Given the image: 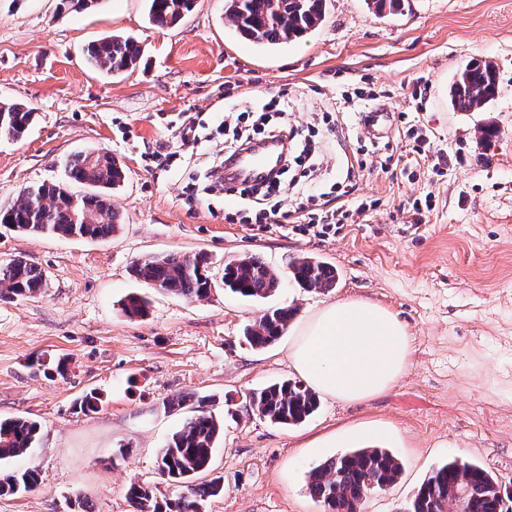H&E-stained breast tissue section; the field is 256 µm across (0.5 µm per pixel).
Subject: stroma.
Segmentation results:
<instances>
[{"label":"stroma","mask_w":512,"mask_h":512,"mask_svg":"<svg viewBox=\"0 0 512 512\" xmlns=\"http://www.w3.org/2000/svg\"><path fill=\"white\" fill-rule=\"evenodd\" d=\"M148 8V0H105L83 12L59 0H0V102L25 103L36 117L23 139L0 137V208L25 187L64 181L65 161L78 152L111 154L125 172L112 190L121 215L112 238L0 227V262L24 257L47 282L34 296L0 300V419L39 426L35 448L0 470L34 468L40 478L33 491L0 497V512H74L79 500L93 512H132L133 482L175 497L157 453L200 407L224 422L213 459L224 492L204 512H321L307 470L362 446L355 430L373 425L391 429L384 445L404 470L362 512H402L424 476L453 458L486 468L512 494V0H406L393 15L375 13L370 0H326L316 31L267 47L236 34L224 0H194L165 27L150 22ZM112 34L137 43L140 64L112 76L88 70L84 49ZM474 58L497 65L499 93L484 111H453L447 90ZM359 89L371 97L352 99ZM282 90L298 127L352 100L342 135L320 130L314 173L288 192L329 191L346 148H362L354 196L381 205L335 235L225 223L238 207L231 196L183 203L189 177L204 179L222 148L217 127L235 105ZM375 109L389 118L372 136L360 114ZM190 117L203 128L187 149L177 133ZM403 124L430 144L420 163L402 156ZM485 124L499 129L487 141L477 135ZM389 143L396 158L386 173ZM160 149L170 160L153 159ZM453 155L463 164H438ZM425 196L433 209L419 219L412 203ZM198 251L210 256L217 283L204 300L147 290L131 271L148 253ZM250 253L284 276L260 302L219 286L225 258ZM306 254L336 266L334 290L287 280L289 262ZM142 292L147 316L126 317V296ZM345 297L384 306L407 325L408 371L364 403L321 398L296 426L259 418L245 395L295 378L291 338L253 350L240 343L245 325L271 306L288 303L304 316ZM91 388L101 404L86 414L75 401ZM177 396L184 407L165 410Z\"/></svg>","instance_id":"obj_1"}]
</instances>
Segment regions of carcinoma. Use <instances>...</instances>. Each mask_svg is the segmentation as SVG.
I'll use <instances>...</instances> for the list:
<instances>
[{
  "label": "carcinoma",
  "instance_id": "carcinoma-1",
  "mask_svg": "<svg viewBox=\"0 0 512 512\" xmlns=\"http://www.w3.org/2000/svg\"><path fill=\"white\" fill-rule=\"evenodd\" d=\"M227 17L235 31L256 46L294 42L315 30L325 17V0H227ZM193 0H149V20L159 26L180 22L191 11ZM139 48L129 38L108 36L93 41L84 50L85 66L93 71L118 74L136 66ZM496 66L487 60L468 62L448 91L451 108L478 112L498 94ZM34 121V112L20 102L0 103V135L22 138ZM69 181L90 191L81 196L83 222L75 223L71 200L74 192L64 184L42 183L26 187L15 201L0 210V224L22 234L64 238H109L118 231V212L112 208V187L124 173L108 154L79 153L67 160ZM208 257L195 254H150L134 262L132 273L151 290L186 299L209 296L212 281L206 274ZM289 277L308 291L328 292L336 288L338 272L329 263L303 256L289 264ZM224 288L251 301L274 296L281 277L262 258L247 254L224 263ZM45 287L41 268L20 258L0 264V300L29 297ZM148 301L130 295L123 311L142 318ZM297 309L279 306L245 326L243 341L252 349L274 345L287 330ZM251 410L267 421L295 426L319 408L316 392L300 381L286 379L271 383L248 395ZM39 425L15 417L0 419V461L29 453L35 445ZM223 432V423L210 411H193L182 428L165 441L158 453L160 474L183 489L175 499L158 500L152 488L131 483L127 498L132 512H196L211 497L224 492L221 478L197 483L195 478L210 470L213 454ZM403 473L401 459L387 448H358L331 456L308 472L307 490L323 512H360L369 494L395 485ZM39 484L34 469L0 475V497L31 491ZM498 480L482 466L450 460L425 476L403 512H443L450 499H459L467 512H501L503 501Z\"/></svg>",
  "mask_w": 512,
  "mask_h": 512
}]
</instances>
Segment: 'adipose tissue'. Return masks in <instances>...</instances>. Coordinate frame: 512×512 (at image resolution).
I'll return each instance as SVG.
<instances>
[{
	"label": "adipose tissue",
	"instance_id": "ef3b65f1",
	"mask_svg": "<svg viewBox=\"0 0 512 512\" xmlns=\"http://www.w3.org/2000/svg\"><path fill=\"white\" fill-rule=\"evenodd\" d=\"M411 339L396 314L364 299L319 309L295 330L293 369L314 390L347 403L390 389L409 367Z\"/></svg>",
	"mask_w": 512,
	"mask_h": 512
}]
</instances>
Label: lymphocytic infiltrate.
I'll return each mask as SVG.
<instances>
[{"label": "lymphocytic infiltrate", "mask_w": 512, "mask_h": 512, "mask_svg": "<svg viewBox=\"0 0 512 512\" xmlns=\"http://www.w3.org/2000/svg\"><path fill=\"white\" fill-rule=\"evenodd\" d=\"M288 109L287 95H280L264 104L261 111L245 106L236 116V126L232 137L224 141L225 156H232L243 147L265 139H287L288 148L284 163L277 173L268 180L244 185L234 189L233 194L243 204L241 210L225 214L224 220L230 224H255L266 228L270 224L290 225L293 232L301 235L326 237L339 233L344 224L352 221L355 211H366L367 203L358 208H350L344 199L351 194L356 178L357 160H348L344 178L336 184L338 202L327 206L315 197H307L291 209L281 207V199L287 194L297 177L313 171V145L315 128L307 132L289 127L283 116Z\"/></svg>", "instance_id": "1"}]
</instances>
